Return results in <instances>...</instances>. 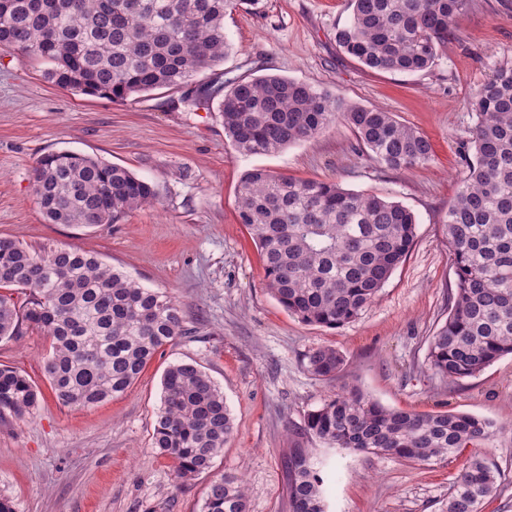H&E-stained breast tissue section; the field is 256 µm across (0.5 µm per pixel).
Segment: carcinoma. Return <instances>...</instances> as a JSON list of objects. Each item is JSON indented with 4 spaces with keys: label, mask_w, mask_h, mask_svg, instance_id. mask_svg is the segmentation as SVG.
Masks as SVG:
<instances>
[{
    "label": "carcinoma",
    "mask_w": 512,
    "mask_h": 512,
    "mask_svg": "<svg viewBox=\"0 0 512 512\" xmlns=\"http://www.w3.org/2000/svg\"><path fill=\"white\" fill-rule=\"evenodd\" d=\"M249 0H0V50L44 66L54 85L124 102L188 85L231 50L224 15ZM470 0H348L350 17L336 44L377 72L428 70L467 13ZM218 104L236 151L270 154L309 140L341 120L379 164L410 170L433 156L428 137L378 107L345 104L314 86L275 74L215 78L186 94ZM472 155L444 229L456 288L448 317L429 340L427 364L450 382L474 377L512 355V65L496 69L473 95ZM33 193L52 224H111L152 205L154 185L131 171L70 151L34 168ZM239 223L265 262L266 287L305 323L327 328L355 320L407 258L416 217L404 205L337 182L297 179L265 169L242 177ZM25 295L17 303L11 291ZM51 338L43 373L64 407L92 408L125 394L153 360L185 334L169 295L147 288L97 256L73 248H34L0 237V342L25 329ZM308 370L331 379L342 356L318 347ZM39 403L36 385L0 365V420H22ZM224 391L189 362L168 366L155 413L153 447L174 461L181 488L209 471L233 436ZM495 424L470 413L388 409L344 388L307 415L304 434L333 448L444 461L483 448ZM501 473L474 453L457 472L445 512H483ZM324 479L309 449L288 455L289 512H326ZM242 481L215 477L203 512H246Z\"/></svg>",
    "instance_id": "cac0c4a2"
}]
</instances>
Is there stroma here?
<instances>
[{"instance_id":"obj_1","label":"stroma","mask_w":512,"mask_h":512,"mask_svg":"<svg viewBox=\"0 0 512 512\" xmlns=\"http://www.w3.org/2000/svg\"><path fill=\"white\" fill-rule=\"evenodd\" d=\"M347 0H259L224 17L228 76L278 74L346 102L377 106L416 128L434 156L388 169L363 153L344 122L271 155H243L216 108L178 91L127 102L63 89L41 65L0 51V236L95 254L142 285L173 296L187 336L167 346L122 396L89 409L62 406L42 373L50 339L39 330L0 342V363L38 386L21 421H0V494L16 512H201L212 476L243 478L247 512H289L286 453L309 448L324 478L327 512H442L467 454L431 463L349 452L308 439L307 415L355 386L381 405L418 413L467 412L493 421L488 456L502 473L483 512H512V357L456 383L427 366L429 339L448 316L456 275L444 221L465 172L476 116L469 100L512 63V0H471L458 31L427 71L373 72L343 54L334 32ZM73 151L153 182L154 206L95 227L49 223L32 175L47 153ZM264 168L402 203L417 218L406 261L354 321L336 329L290 315L265 287L263 259L239 224L243 174ZM335 348L344 363L324 380L309 350ZM199 365L224 391L235 430L211 473L174 488L173 461L152 446L161 378L169 364Z\"/></svg>"}]
</instances>
